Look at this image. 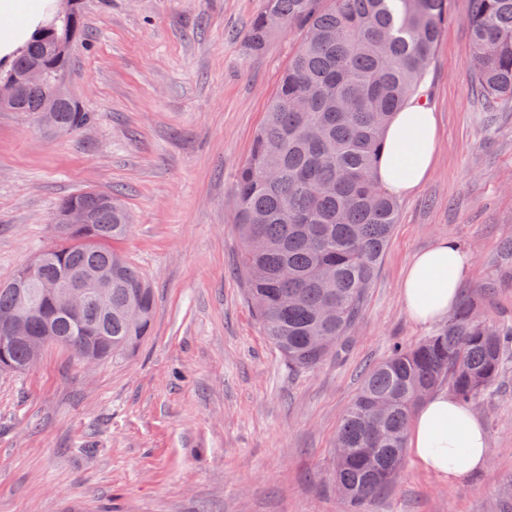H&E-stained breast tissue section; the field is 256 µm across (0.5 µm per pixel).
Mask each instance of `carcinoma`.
I'll list each match as a JSON object with an SVG mask.
<instances>
[{"mask_svg": "<svg viewBox=\"0 0 512 512\" xmlns=\"http://www.w3.org/2000/svg\"><path fill=\"white\" fill-rule=\"evenodd\" d=\"M453 0H268L249 24L247 48L262 52L292 29L301 44L283 72L250 155L237 173L233 205L243 240L240 272L264 336L293 371H309L336 351L363 306L397 224L398 201L374 176L386 124L419 89ZM465 21L473 47L472 83L490 107L512 103V0H468ZM83 32L80 0L55 14L0 83L26 70L44 71L49 85L67 81L70 57ZM0 112L44 113V88L24 91ZM94 123L73 94L51 125L78 133ZM83 207L88 223L61 225L59 243L22 291L0 283V322L29 318L30 335L76 357L106 360L133 352L150 334L154 296L140 271L110 246L128 216L112 193L81 191L62 199L54 220ZM112 265V316L89 296L80 318L59 313L47 286L67 274ZM512 283V241L497 255ZM499 283L483 287L485 302ZM485 302L465 300L429 336L396 345L369 368L336 433V489L350 506L389 486L405 465L415 404L448 388L467 405L500 378L512 356V320H486ZM142 308L138 323L127 311ZM30 365L24 341L0 338V371Z\"/></svg>", "mask_w": 512, "mask_h": 512, "instance_id": "obj_1", "label": "carcinoma"}]
</instances>
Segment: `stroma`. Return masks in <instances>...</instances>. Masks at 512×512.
I'll return each mask as SVG.
<instances>
[{
  "mask_svg": "<svg viewBox=\"0 0 512 512\" xmlns=\"http://www.w3.org/2000/svg\"><path fill=\"white\" fill-rule=\"evenodd\" d=\"M266 0H83L69 87L95 122L51 136L0 112V280L53 247L58 203L118 194V251L155 297L134 353L85 370L45 348L0 373V512H348L334 480L336 432L366 369L430 335L405 312L413 257L450 239L473 255L462 295L497 279L512 239V106L471 90L467 0H454L422 90L437 116L435 163L399 196V218L352 332L319 367L289 372L246 299L232 206L301 35L249 54ZM476 412L485 470L442 482L414 457L364 512H502L512 487V366Z\"/></svg>",
  "mask_w": 512,
  "mask_h": 512,
  "instance_id": "stroma-1",
  "label": "stroma"
}]
</instances>
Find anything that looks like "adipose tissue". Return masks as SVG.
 Segmentation results:
<instances>
[{
	"label": "adipose tissue",
	"mask_w": 512,
	"mask_h": 512,
	"mask_svg": "<svg viewBox=\"0 0 512 512\" xmlns=\"http://www.w3.org/2000/svg\"><path fill=\"white\" fill-rule=\"evenodd\" d=\"M57 9V0H0V60L15 57ZM436 139L435 113L419 97H411L385 128L376 180L397 195L414 192L434 164ZM471 264V253L452 240L416 254L400 287L408 316L420 323L446 318ZM407 446L425 470L448 483L484 470L489 460L481 419L445 391L431 394L417 407Z\"/></svg>",
	"instance_id": "ef3b65f1"
}]
</instances>
